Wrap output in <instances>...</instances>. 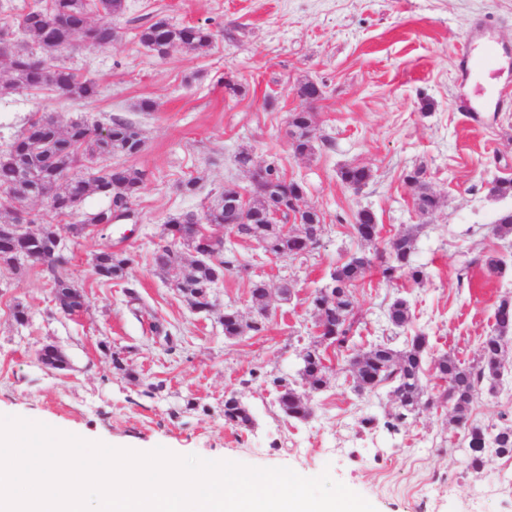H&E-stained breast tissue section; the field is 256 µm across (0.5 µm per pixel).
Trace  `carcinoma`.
Instances as JSON below:
<instances>
[{"label": "carcinoma", "instance_id": "cac0c4a2", "mask_svg": "<svg viewBox=\"0 0 512 512\" xmlns=\"http://www.w3.org/2000/svg\"><path fill=\"white\" fill-rule=\"evenodd\" d=\"M98 2L105 17L95 25L89 19V0H51L47 8L23 14L20 26L48 54L78 39H87L107 48L117 38L112 17L122 14L125 4L124 0ZM139 40L157 56L164 57L176 45L206 51L213 43L214 33L205 25L177 28L160 18L141 29ZM0 57L9 64V89L48 86L62 97L87 103L96 101L101 94L100 85L95 80L79 76L71 68L51 59L15 55L5 45L0 47ZM297 94L303 100L312 101L321 96L322 90L317 83L306 79L298 83ZM313 120V113L303 110L289 115L290 147L297 155L314 151ZM143 148L144 140L139 130L125 121H112L108 136L100 138L96 128L82 120L62 128L51 117H36L0 154V213H5L7 223L11 224L18 207L28 205L32 197L39 196L48 200L57 214L71 215L89 195L99 194L107 198L108 204L93 213L87 223L111 224L117 219V211L126 203L133 202L139 193L143 172L121 165H108L85 176L76 174L64 183L65 173L58 171L59 158L77 153L91 155L97 161L114 156L134 157ZM236 161L250 172L248 205L254 216L252 228L256 238L277 256H298L300 247L297 240L282 236L270 227L266 223V214L271 208L282 206V218H289L291 203L302 200L306 193L304 184L296 179H286L274 161L254 165L247 151L240 152ZM339 178L346 186L360 189L371 179V171L365 166L350 164L340 169ZM405 180L417 188V208L432 213L440 207V198L428 188L423 169L409 171ZM205 214L208 222L217 226H232L238 220V212L225 202L222 192ZM33 223L37 229L29 237L15 238L0 233V267L15 268L17 255L27 254L33 262L47 266L52 273L51 290L57 309L68 315L80 312L85 305V295L63 276L61 269L67 264L65 256L51 253L49 247L57 235L56 227L41 223L38 217ZM373 223L374 216L370 211H358L356 223L352 225L357 238L372 242L364 227ZM491 232L499 238L511 237L512 211L501 213L491 225ZM415 243V234L406 233L389 242L384 254L373 257L366 253L353 255L336 265L325 286L311 293L308 306L317 317L316 326L321 335L313 337L303 354L300 385L278 377L269 378L257 370L251 371L250 376L272 388L280 411L297 421L311 417L308 395L329 387L334 372L350 374L352 388L359 395L373 393L383 385L391 386L390 396L396 410L381 420L374 416L362 418L361 425L367 429L381 425L389 431H397L420 410L449 405L452 421L464 431L468 448L466 468L478 472L490 450L499 456L512 457V423H500L489 430L471 420L473 405L482 391L491 395L496 392L506 352L503 340L512 338V299L504 297L499 300L494 311L493 329L481 342L477 362H462L448 352L431 358L432 369L441 381L435 391L428 389L423 381L429 342L422 332L415 334L401 349L395 348L391 343L392 337L388 336L356 353L336 369L326 364L327 348H333L338 355L350 349L355 325L352 289L364 279L374 260H380L381 274L389 283L404 278L420 284L428 277L423 267L414 264ZM178 244L195 253L196 258L188 264L182 263L174 251ZM205 253L213 255L215 260L200 259L199 255ZM153 262L157 270L172 279L179 294L192 305L206 307L210 304L211 290L217 285L223 267L249 278L251 300L258 313L266 311L271 304V294L265 281L254 278V272L249 266L239 263L236 255L226 256L215 250L210 239L198 234L188 213L168 219L161 240L156 244ZM133 264L134 255L126 250H103L95 255L92 267L94 274L103 281L128 285ZM387 317L394 326L407 325L412 318L409 301L394 299L388 305ZM223 324L227 340H236L248 333L259 335L266 330L264 319L245 322L239 311L231 306L224 308ZM39 361L54 370H63L67 365L65 357L54 346L42 348ZM224 421L241 430H249L254 424L248 407L235 396L224 399Z\"/></svg>", "mask_w": 512, "mask_h": 512}]
</instances>
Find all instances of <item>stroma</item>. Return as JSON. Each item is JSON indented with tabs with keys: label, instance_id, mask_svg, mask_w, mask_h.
I'll return each instance as SVG.
<instances>
[{
	"label": "stroma",
	"instance_id": "1",
	"mask_svg": "<svg viewBox=\"0 0 512 512\" xmlns=\"http://www.w3.org/2000/svg\"><path fill=\"white\" fill-rule=\"evenodd\" d=\"M167 19L182 26L208 25L214 41L206 52L176 46L158 57L139 41L143 25ZM486 31L477 42L485 68L462 77L459 47L474 23ZM118 37L106 49L78 44L57 54L58 63L95 79L102 94L85 104L49 89L0 92V149L36 115L60 125L92 126L124 118L139 128L145 147L123 164L142 171L134 216L101 231L72 236L69 226L106 205L87 197L76 214L54 213L46 201L31 210L55 225L65 248V272L88 299L67 318L52 302L51 274L36 263L0 268V415L40 422L91 442L148 452L164 447L178 455L228 460L253 467H288L305 477L322 472L368 500L377 512H512V497L499 491L512 458L487 454L480 473L466 471L463 432L444 409L421 411L399 432L367 430L366 416L394 408L388 388L369 395L352 389L348 374L312 394V417H286L275 394L249 372L259 369L299 382L302 355L316 334L306 299L329 279L336 264L364 251L352 225L359 210H372L381 226L374 250L412 231L413 259L428 272L420 285L387 284L378 268L354 288L359 348L389 336L403 347L416 333L429 340V356L477 360L502 297H512V238L490 231L512 197L490 193L495 179L512 178V0H127L113 17ZM491 87L480 121L460 105L476 99V79ZM317 82L322 95L305 104L295 87ZM238 86L230 94L225 81ZM155 102L153 111L139 108ZM314 114L315 150L297 155L286 129L291 112ZM255 164L277 161L289 178L304 182V202L324 215L326 232L309 256L266 262L260 276L269 288L289 280L291 304L273 309L266 330L235 341L224 337L226 306L244 319L256 312L250 283L225 274L208 310H191L156 270L153 252L169 217L203 213L224 188L248 190L240 151ZM347 164L371 169L355 191L338 177ZM420 168L441 207L419 216L416 188L407 172ZM196 179L186 195L180 182ZM107 248L132 251L130 281L101 283L93 254ZM501 261L498 272L482 266ZM408 299L412 320L393 328L386 311ZM27 312L25 323L14 317ZM176 336L178 349L157 343L154 323ZM58 347L68 367L56 371L38 360L43 346ZM126 353L135 378L116 374L110 354ZM495 394H481L475 422L491 426L512 418V347ZM162 380L165 391L142 396L144 383ZM236 396L255 424L243 432L224 422V399Z\"/></svg>",
	"mask_w": 512,
	"mask_h": 512
}]
</instances>
